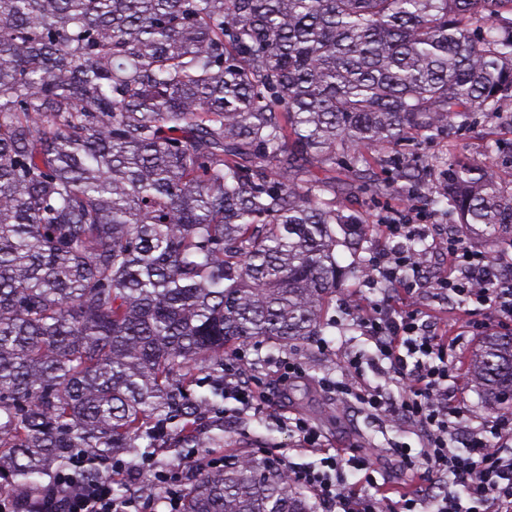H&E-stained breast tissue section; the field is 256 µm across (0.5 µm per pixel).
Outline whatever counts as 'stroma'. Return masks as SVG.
Segmentation results:
<instances>
[{
  "mask_svg": "<svg viewBox=\"0 0 512 512\" xmlns=\"http://www.w3.org/2000/svg\"><path fill=\"white\" fill-rule=\"evenodd\" d=\"M500 147L493 157L498 173L504 181L512 180V111L504 110L499 123L475 119L452 134L449 139L426 143L425 155L433 156L454 151L456 155L471 159L483 158L488 144ZM404 194L396 193L376 197L365 193L355 194L349 201L368 226V235L361 248L365 253L385 251L393 242L383 236L376 222L391 212L404 209ZM382 286H363L359 277L347 278L336 290L333 301L323 310L324 328L320 335L293 341L284 347H274L262 341L245 343L243 349L252 368L258 371L266 386L276 387V370L283 358L298 363L302 375L290 387L287 396H276L272 407L246 413L238 412L234 400L224 402V445L208 449L211 457L249 456L258 461L270 458H290L293 462L319 466V456L298 447L286 422L301 418L315 426L328 444L361 446L375 449L374 463L369 472L350 474V482L364 485L373 479L387 491H402L411 485L412 475L398 467L390 452L391 446L410 448L412 455L421 452V440L409 426L385 418L372 416L360 405L349 402L324 388V380H339V360L342 356L358 355L363 359L364 377L367 382L381 386L385 392L398 393L393 381L380 377L370 361L373 344L355 325L352 312L382 300ZM456 356L458 374L449 386L457 401L465 403L473 415L484 417L495 413L496 408L486 402L472 382L470 361L482 344L481 337L458 335ZM328 343V351H321V343Z\"/></svg>",
  "mask_w": 512,
  "mask_h": 512,
  "instance_id": "obj_1",
  "label": "stroma"
}]
</instances>
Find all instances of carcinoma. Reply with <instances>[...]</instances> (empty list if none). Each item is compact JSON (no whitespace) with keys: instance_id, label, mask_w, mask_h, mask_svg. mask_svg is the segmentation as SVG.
<instances>
[{"instance_id":"obj_1","label":"carcinoma","mask_w":512,"mask_h":512,"mask_svg":"<svg viewBox=\"0 0 512 512\" xmlns=\"http://www.w3.org/2000/svg\"><path fill=\"white\" fill-rule=\"evenodd\" d=\"M512 101V0H0V472L23 512L85 457L198 448L224 358L313 336L366 228L336 201L416 187L512 232L487 161L403 141ZM512 406V335L472 364ZM199 391H194V388ZM183 512H313L275 459L196 472Z\"/></svg>"}]
</instances>
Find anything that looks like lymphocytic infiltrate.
I'll list each match as a JSON object with an SVG mask.
<instances>
[{"label":"lymphocytic infiltrate","mask_w":512,"mask_h":512,"mask_svg":"<svg viewBox=\"0 0 512 512\" xmlns=\"http://www.w3.org/2000/svg\"><path fill=\"white\" fill-rule=\"evenodd\" d=\"M385 235L395 239L394 249L374 256L366 266L370 284L386 281L397 295L413 296L425 290L458 305L476 301L487 306L489 316H465L458 322L472 335H483L489 326L512 334V274L504 273L489 252L475 247L468 236L455 233L442 244L448 263L434 276H420L415 241L429 237L430 227L413 223L409 214L396 212L383 217ZM361 331L374 345L373 362L383 375L397 381L400 394L389 398L377 388L362 385L359 358H344L339 380H324V387L354 400L371 414H389L413 427L423 439L420 457L408 448L395 446L394 456L402 468L419 478L413 489L398 497L370 493L350 486L348 470L371 467V451L339 448L328 453L315 427L294 419L291 427L299 442L323 454L321 468L287 462L290 483L302 488L324 512H417L425 504L429 512H512V410L493 414L479 426L466 421L465 406L454 402L448 383L456 375L453 353L457 344L433 319L417 309L398 307L385 299L373 304L357 320ZM255 374L250 373L244 352L224 362V396L238 402L243 410L258 409ZM464 452L453 448V441ZM198 458L188 465H171L153 470L149 480L163 491L168 512H182L185 467H197ZM448 478V490L430 495L423 479L433 474ZM42 512H143L139 500L119 498L112 482H85L79 473L61 476L48 487Z\"/></svg>","instance_id":"obj_1"}]
</instances>
